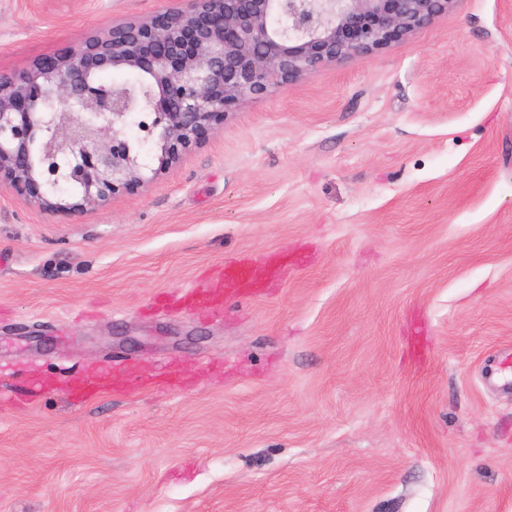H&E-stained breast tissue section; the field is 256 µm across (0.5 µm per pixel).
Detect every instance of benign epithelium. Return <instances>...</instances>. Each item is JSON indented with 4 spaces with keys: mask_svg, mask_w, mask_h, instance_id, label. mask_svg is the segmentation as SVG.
I'll return each instance as SVG.
<instances>
[{
    "mask_svg": "<svg viewBox=\"0 0 512 512\" xmlns=\"http://www.w3.org/2000/svg\"><path fill=\"white\" fill-rule=\"evenodd\" d=\"M456 2L175 0L115 22L76 49L0 73V188L43 210L99 207L170 169L271 86L371 56ZM110 73L135 81H97ZM137 143L153 145L157 167L139 161Z\"/></svg>",
    "mask_w": 512,
    "mask_h": 512,
    "instance_id": "7a95c632",
    "label": "benign epithelium"
}]
</instances>
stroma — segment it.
I'll list each match as a JSON object with an SVG mask.
<instances>
[{
    "instance_id": "35a3bbf8",
    "label": "stroma",
    "mask_w": 512,
    "mask_h": 512,
    "mask_svg": "<svg viewBox=\"0 0 512 512\" xmlns=\"http://www.w3.org/2000/svg\"><path fill=\"white\" fill-rule=\"evenodd\" d=\"M169 5L0 0V72ZM235 261L279 276L183 308ZM0 378V512H512V0L272 86L102 207L0 191Z\"/></svg>"
}]
</instances>
